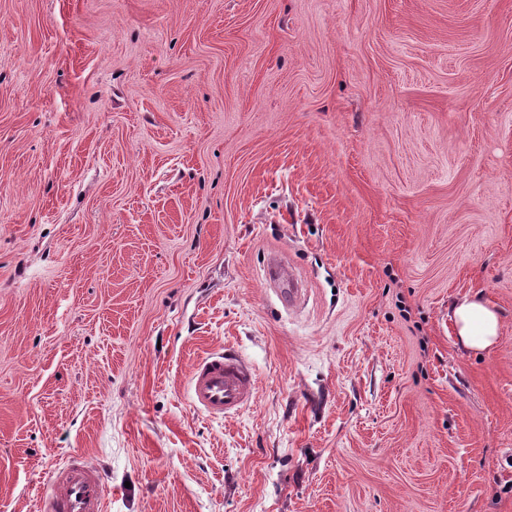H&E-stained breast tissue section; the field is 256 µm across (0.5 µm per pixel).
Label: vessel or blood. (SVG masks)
I'll return each instance as SVG.
<instances>
[{"mask_svg": "<svg viewBox=\"0 0 512 512\" xmlns=\"http://www.w3.org/2000/svg\"><path fill=\"white\" fill-rule=\"evenodd\" d=\"M292 272L281 259L267 262L265 279L272 287L282 288L288 306L301 301L296 288H283ZM256 377L253 370L236 355L216 351L198 360L189 378L193 408L212 418L237 413L255 399ZM108 482L104 474L80 455L70 457L51 477V491L39 500L38 512H104Z\"/></svg>", "mask_w": 512, "mask_h": 512, "instance_id": "obj_1", "label": "vessel or blood"}]
</instances>
